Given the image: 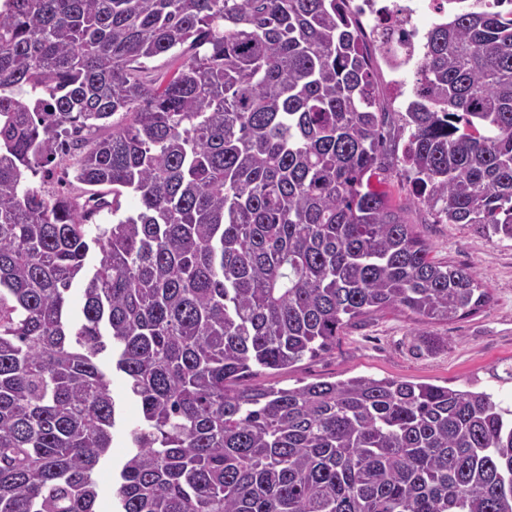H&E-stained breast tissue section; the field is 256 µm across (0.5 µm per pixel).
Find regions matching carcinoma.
I'll use <instances>...</instances> for the list:
<instances>
[{
  "label": "carcinoma",
  "instance_id": "obj_1",
  "mask_svg": "<svg viewBox=\"0 0 512 512\" xmlns=\"http://www.w3.org/2000/svg\"><path fill=\"white\" fill-rule=\"evenodd\" d=\"M5 2L0 512H97L109 345L142 412L113 512H512V406L490 393L250 383L355 319L489 303L372 177L402 140L422 203L512 241V0H457L389 131L346 0ZM162 54L183 58L168 80L144 70ZM57 160L84 194L27 185Z\"/></svg>",
  "mask_w": 512,
  "mask_h": 512
}]
</instances>
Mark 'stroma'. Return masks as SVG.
I'll return each mask as SVG.
<instances>
[{"instance_id":"obj_1","label":"stroma","mask_w":512,"mask_h":512,"mask_svg":"<svg viewBox=\"0 0 512 512\" xmlns=\"http://www.w3.org/2000/svg\"><path fill=\"white\" fill-rule=\"evenodd\" d=\"M380 177L383 189L430 245L432 257L480 273L490 288L491 302L454 321L428 325L421 332L409 313L385 310L371 314L347 326L331 352L304 358L289 368L260 371L255 383L294 387L371 375L458 389L473 387L512 403V242L488 240L468 225L446 222L419 203L400 152L387 153ZM98 365L110 379L120 406L117 433L99 473L98 512H112V470L127 453L125 432L137 423L140 410L126 394L123 375L113 371L111 352L101 354Z\"/></svg>"}]
</instances>
